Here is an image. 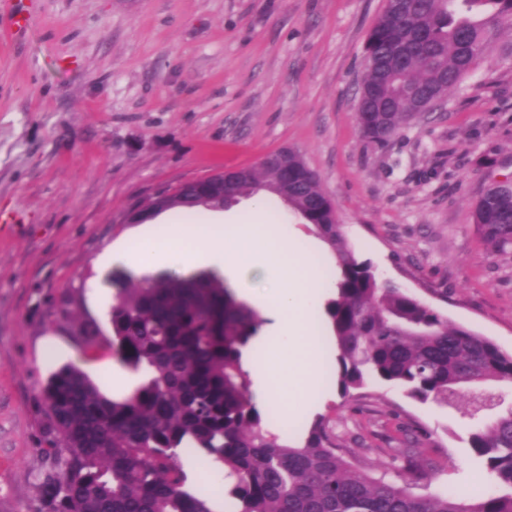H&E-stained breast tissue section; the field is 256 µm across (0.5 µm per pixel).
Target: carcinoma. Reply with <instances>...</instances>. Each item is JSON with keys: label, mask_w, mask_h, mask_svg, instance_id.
Masks as SVG:
<instances>
[{"label": "carcinoma", "mask_w": 512, "mask_h": 512, "mask_svg": "<svg viewBox=\"0 0 512 512\" xmlns=\"http://www.w3.org/2000/svg\"><path fill=\"white\" fill-rule=\"evenodd\" d=\"M512 29V0H396L371 27L357 121L385 144L436 96L458 87L495 33ZM266 191L278 196L330 248L335 297L323 311L335 339L331 380L342 397L369 381L407 395L454 404L460 388L512 381V353L473 329L452 324L379 276L350 248L336 209L302 155L224 174L230 207ZM197 203L178 190L167 209ZM474 224L492 249H512V179L487 186ZM112 276V356L144 381L123 399L103 394L74 365L52 372L45 406L66 454L40 484L34 512H213L210 495L190 488L179 451L197 454L204 471L232 479L230 512H512V409L470 434L494 490L478 502L461 495H414L408 484L375 478L336 447L318 415L299 442L263 425L274 418L253 401L243 355L264 320L213 272L163 273L129 286ZM395 458L417 477L430 463L418 448Z\"/></svg>", "instance_id": "cac0c4a2"}]
</instances>
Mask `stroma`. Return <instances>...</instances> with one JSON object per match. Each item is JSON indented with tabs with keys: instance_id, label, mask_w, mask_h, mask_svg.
Here are the masks:
<instances>
[{
	"instance_id": "obj_1",
	"label": "stroma",
	"mask_w": 512,
	"mask_h": 512,
	"mask_svg": "<svg viewBox=\"0 0 512 512\" xmlns=\"http://www.w3.org/2000/svg\"><path fill=\"white\" fill-rule=\"evenodd\" d=\"M14 34L0 15V512H31L64 445L42 400L49 375L84 370L108 397L138 376L113 358V273H191L169 261L132 269L96 258L126 236L149 197L298 149L333 201L349 245L449 321L512 353V250H492L473 218L485 185L512 176V30L429 117L386 145L356 122L367 34L384 0H27ZM282 232L323 273L327 246L275 196ZM311 402L338 447L398 481L404 431L418 426L432 464L421 497L492 484L469 444L470 393L439 406L374 381L342 398L326 327Z\"/></svg>"
}]
</instances>
